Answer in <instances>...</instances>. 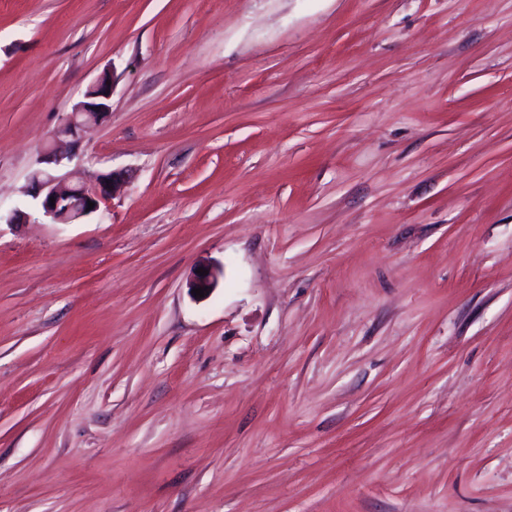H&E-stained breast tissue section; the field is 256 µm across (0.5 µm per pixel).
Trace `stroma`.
I'll return each mask as SVG.
<instances>
[{
	"mask_svg": "<svg viewBox=\"0 0 512 512\" xmlns=\"http://www.w3.org/2000/svg\"><path fill=\"white\" fill-rule=\"evenodd\" d=\"M0 512H512V0H0ZM107 80H110V85H107ZM112 89V71L103 70L85 92L84 100L73 106L65 123L56 132L57 139H68L74 145L88 124L105 121L112 113ZM74 154L59 151L50 145L43 149L38 158L36 168L24 190L36 208L54 224H72L107 207L114 193L124 181L122 173L109 172L96 175L88 181H66V174L57 172L72 162ZM50 197L55 198V206H51ZM88 201L94 203L89 209Z\"/></svg>",
	"mask_w": 512,
	"mask_h": 512,
	"instance_id": "1",
	"label": "stroma"
}]
</instances>
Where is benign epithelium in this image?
Segmentation results:
<instances>
[{
  "instance_id": "benign-epithelium-1",
  "label": "benign epithelium",
  "mask_w": 512,
  "mask_h": 512,
  "mask_svg": "<svg viewBox=\"0 0 512 512\" xmlns=\"http://www.w3.org/2000/svg\"><path fill=\"white\" fill-rule=\"evenodd\" d=\"M112 71L103 70L93 81L84 94V100L76 103L68 114L65 123L57 130L56 137L70 144L77 143L83 129L91 123L105 121L111 114L113 85ZM74 155L62 152L50 145L43 149L38 158L36 168L24 190L39 212L55 224H72L100 210L109 204L114 193L124 181V176L117 172L102 173L84 181H68L66 175L58 174V170L72 162ZM55 202H50V198ZM94 207H88V202ZM208 271L206 275L195 274L191 288L216 287L217 271L208 264L202 265Z\"/></svg>"
}]
</instances>
